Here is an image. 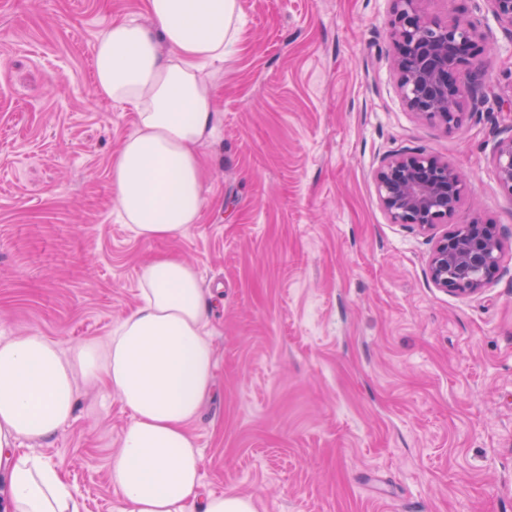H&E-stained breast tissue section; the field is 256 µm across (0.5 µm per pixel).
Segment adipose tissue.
<instances>
[{
    "label": "adipose tissue",
    "mask_w": 512,
    "mask_h": 512,
    "mask_svg": "<svg viewBox=\"0 0 512 512\" xmlns=\"http://www.w3.org/2000/svg\"><path fill=\"white\" fill-rule=\"evenodd\" d=\"M150 24L117 19L93 48L100 97L131 106L134 130L112 160L111 188L134 239L184 234L198 223V147L215 132L202 76L238 35L237 0H145ZM199 274L180 257L143 269L139 305L105 344L63 353L30 334L0 342V512H78L60 469L24 448L72 417L76 380L104 381L130 413L110 477L122 512H256L250 498L200 493L202 457L188 425L213 384L215 352Z\"/></svg>",
    "instance_id": "obj_1"
}]
</instances>
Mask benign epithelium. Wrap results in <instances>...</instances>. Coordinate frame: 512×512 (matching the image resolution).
<instances>
[{
	"label": "benign epithelium",
	"instance_id": "1",
	"mask_svg": "<svg viewBox=\"0 0 512 512\" xmlns=\"http://www.w3.org/2000/svg\"><path fill=\"white\" fill-rule=\"evenodd\" d=\"M393 2L392 68L403 104L423 120L460 128L466 108L489 98L480 72L487 42L480 21L429 16L420 8L422 0ZM485 2L498 24L512 31V0ZM493 163L500 185L512 194V134L499 141ZM374 180L387 217L422 231L453 217L465 189L458 169L421 149L383 157ZM502 251L497 226L472 217L436 240L427 273L441 291L476 295L500 269Z\"/></svg>",
	"mask_w": 512,
	"mask_h": 512
}]
</instances>
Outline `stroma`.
<instances>
[{
    "label": "stroma",
    "instance_id": "35a3bbf8",
    "mask_svg": "<svg viewBox=\"0 0 512 512\" xmlns=\"http://www.w3.org/2000/svg\"><path fill=\"white\" fill-rule=\"evenodd\" d=\"M480 20L487 85L512 98V35L485 0H422ZM208 68L216 130L200 220L142 242L112 198L136 114L97 95L92 49L144 0H0V341L104 340L175 253L208 295L214 389L190 432L204 490L257 512H512V194L493 155L512 112L445 130L401 103L391 0H238ZM422 148L466 177L458 219L504 233L479 294L427 275L430 235L390 221L373 173ZM74 418L36 453L80 512H120L109 465L130 414L78 381Z\"/></svg>",
    "mask_w": 512,
    "mask_h": 512
}]
</instances>
